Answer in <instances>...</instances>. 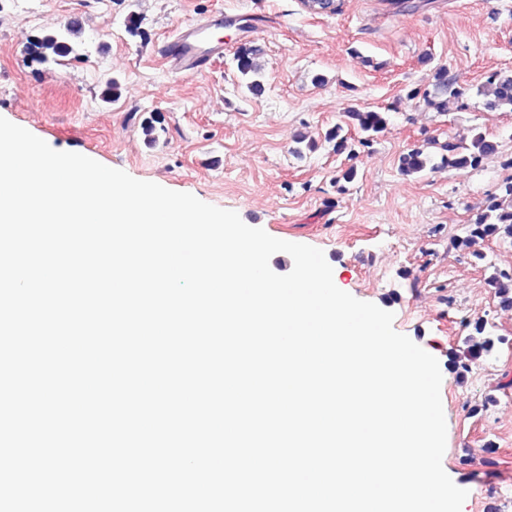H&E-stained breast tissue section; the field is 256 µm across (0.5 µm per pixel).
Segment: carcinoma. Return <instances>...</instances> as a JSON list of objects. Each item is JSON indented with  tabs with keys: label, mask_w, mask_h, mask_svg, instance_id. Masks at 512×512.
Wrapping results in <instances>:
<instances>
[{
	"label": "carcinoma",
	"mask_w": 512,
	"mask_h": 512,
	"mask_svg": "<svg viewBox=\"0 0 512 512\" xmlns=\"http://www.w3.org/2000/svg\"><path fill=\"white\" fill-rule=\"evenodd\" d=\"M77 22L71 21L60 31L44 33L29 39L31 52L42 61L49 58L66 57L73 53L71 36L77 33ZM236 68L242 86L251 94L258 95L264 90L263 73L255 61L253 50L243 47L235 56ZM486 105L491 110L512 108V75L503 76L493 72L486 78ZM343 116L346 124L357 129L359 144L367 146L374 137L388 127V115L373 110L351 109ZM343 126L338 124L327 132L324 140L333 144L338 152L348 148V137L342 134ZM441 159L450 167L480 166L482 160L495 151V145L485 134L472 135L470 144L464 145L450 140L440 145ZM433 157L421 148L404 150L399 157L398 170L404 176H419L432 166ZM491 239L512 240V179L503 182L499 194L491 197L485 207L478 211L466 224L464 236L454 240V246L467 251L477 258L482 255L476 250L479 243ZM490 285L498 299L499 307L512 309V273L499 272L491 277ZM470 333L465 338L467 352L472 358L489 353L495 345L494 338L487 334V322L476 319L469 323Z\"/></svg>",
	"instance_id": "obj_1"
}]
</instances>
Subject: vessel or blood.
Listing matches in <instances>:
<instances>
[{
	"label": "vessel or blood",
	"instance_id": "1",
	"mask_svg": "<svg viewBox=\"0 0 512 512\" xmlns=\"http://www.w3.org/2000/svg\"><path fill=\"white\" fill-rule=\"evenodd\" d=\"M237 21V16L218 12L174 37L165 52L172 70L178 74H190L205 66L212 55L222 50L218 31L235 27Z\"/></svg>",
	"mask_w": 512,
	"mask_h": 512
}]
</instances>
